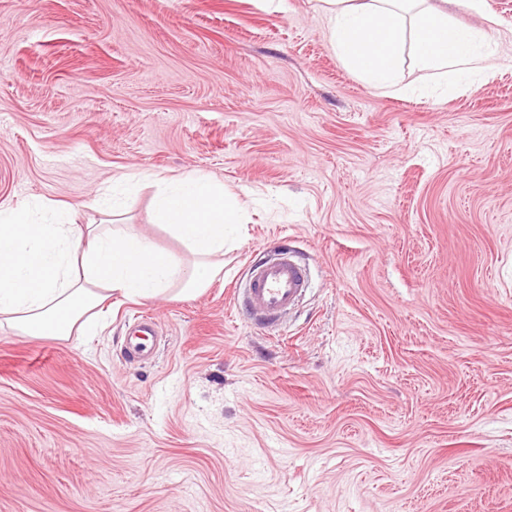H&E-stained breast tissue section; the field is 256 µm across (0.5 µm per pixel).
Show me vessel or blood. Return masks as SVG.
Returning <instances> with one entry per match:
<instances>
[{
  "mask_svg": "<svg viewBox=\"0 0 512 512\" xmlns=\"http://www.w3.org/2000/svg\"><path fill=\"white\" fill-rule=\"evenodd\" d=\"M308 284L306 268L290 252H280L276 258L251 265L249 283L243 292V307L250 317L263 325H278L281 316L296 305ZM155 333L152 321L138 320L127 332L128 350L145 351L150 336Z\"/></svg>",
  "mask_w": 512,
  "mask_h": 512,
  "instance_id": "obj_1",
  "label": "vessel or blood"
}]
</instances>
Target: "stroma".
<instances>
[{
  "label": "stroma",
  "mask_w": 512,
  "mask_h": 512,
  "mask_svg": "<svg viewBox=\"0 0 512 512\" xmlns=\"http://www.w3.org/2000/svg\"><path fill=\"white\" fill-rule=\"evenodd\" d=\"M490 15L497 71L444 94L352 72L321 0H0V211L102 222L144 172L115 221L177 252L151 177L199 172L240 214L196 297L0 326V512H512V0L452 12ZM285 248L271 330L234 291ZM127 348L129 352L145 351L149 336H156L155 324L147 319H140L127 332Z\"/></svg>",
  "instance_id": "stroma-1"
}]
</instances>
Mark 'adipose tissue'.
Here are the masks:
<instances>
[{"label":"adipose tissue","mask_w":512,"mask_h":512,"mask_svg":"<svg viewBox=\"0 0 512 512\" xmlns=\"http://www.w3.org/2000/svg\"><path fill=\"white\" fill-rule=\"evenodd\" d=\"M328 39L339 59L374 86L394 81L405 53L456 81L489 77L493 38L448 19L449 5L479 11L482 0H324ZM152 222L184 248L158 249L130 224H76L0 212V317L22 336L68 337L89 327L105 300L193 296L224 274V239L239 222L236 204L209 177L164 181Z\"/></svg>","instance_id":"adipose-tissue-1"}]
</instances>
